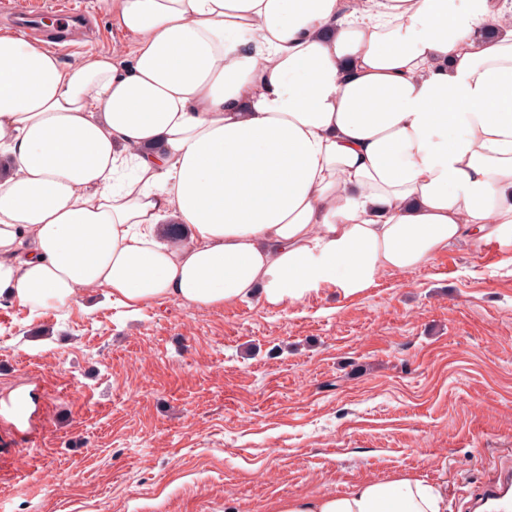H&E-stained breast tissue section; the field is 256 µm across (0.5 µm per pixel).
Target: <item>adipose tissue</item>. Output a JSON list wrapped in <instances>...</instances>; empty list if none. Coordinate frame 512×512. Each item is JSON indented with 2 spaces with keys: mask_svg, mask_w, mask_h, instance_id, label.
<instances>
[{
  "mask_svg": "<svg viewBox=\"0 0 512 512\" xmlns=\"http://www.w3.org/2000/svg\"><path fill=\"white\" fill-rule=\"evenodd\" d=\"M127 55L0 35V300L128 311L354 296L458 240L512 245L499 0H100ZM495 27L493 38L482 30ZM183 224V243L157 226ZM274 512H448L418 477Z\"/></svg>",
  "mask_w": 512,
  "mask_h": 512,
  "instance_id": "ef3b65f1",
  "label": "adipose tissue"
}]
</instances>
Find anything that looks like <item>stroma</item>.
I'll return each mask as SVG.
<instances>
[{"mask_svg": "<svg viewBox=\"0 0 512 512\" xmlns=\"http://www.w3.org/2000/svg\"><path fill=\"white\" fill-rule=\"evenodd\" d=\"M44 10L72 44L130 52ZM512 463V247L460 241L363 294L176 302L127 313L102 293L39 316L0 304V512H270L274 501L412 475L448 512Z\"/></svg>", "mask_w": 512, "mask_h": 512, "instance_id": "stroma-1", "label": "stroma"}]
</instances>
